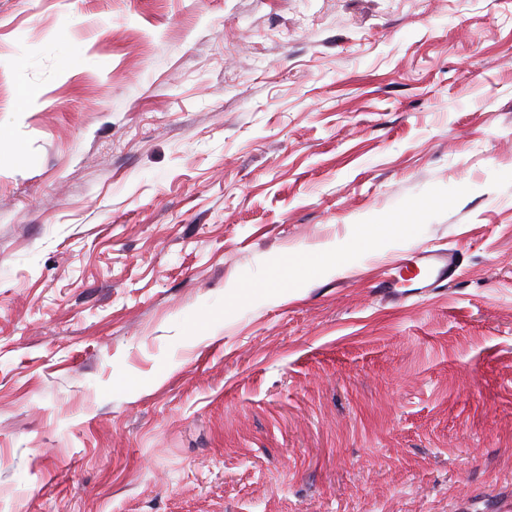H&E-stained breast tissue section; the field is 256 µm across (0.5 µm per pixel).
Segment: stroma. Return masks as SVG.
<instances>
[{
	"label": "stroma",
	"mask_w": 512,
	"mask_h": 512,
	"mask_svg": "<svg viewBox=\"0 0 512 512\" xmlns=\"http://www.w3.org/2000/svg\"><path fill=\"white\" fill-rule=\"evenodd\" d=\"M0 122V512H512V0H0ZM410 266L418 270V275L423 273V277L432 279V284H435L454 278L460 266V259L457 253L448 252V250L423 249L410 255L404 264L388 267V271L392 273L389 275L385 288H396L400 283L401 272Z\"/></svg>",
	"instance_id": "1"
}]
</instances>
